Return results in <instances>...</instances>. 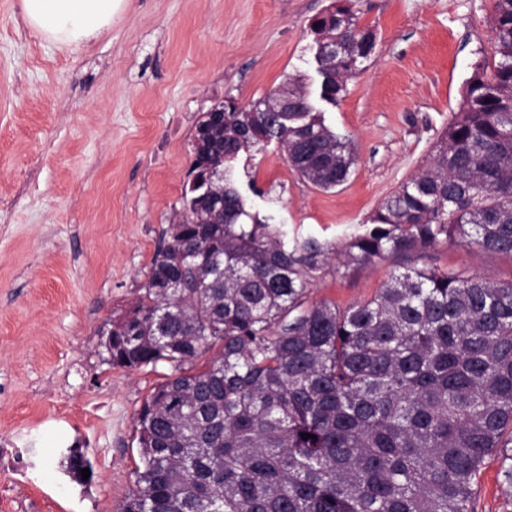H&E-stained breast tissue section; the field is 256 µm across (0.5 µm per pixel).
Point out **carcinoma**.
<instances>
[{
    "instance_id": "1",
    "label": "carcinoma",
    "mask_w": 512,
    "mask_h": 512,
    "mask_svg": "<svg viewBox=\"0 0 512 512\" xmlns=\"http://www.w3.org/2000/svg\"><path fill=\"white\" fill-rule=\"evenodd\" d=\"M481 65L427 166L341 249L248 209L235 164L275 142L323 190L355 159L300 78L296 111L229 97L192 135L187 187L147 280L112 319V365L166 366L136 417L120 512H473L497 455L512 483V280L406 265L366 300L311 301L330 261L409 258L443 242L512 256V0H493ZM318 97L336 104L376 42L347 9ZM311 438L305 440L301 434Z\"/></svg>"
}]
</instances>
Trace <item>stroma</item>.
Segmentation results:
<instances>
[{
	"label": "stroma",
	"mask_w": 512,
	"mask_h": 512,
	"mask_svg": "<svg viewBox=\"0 0 512 512\" xmlns=\"http://www.w3.org/2000/svg\"><path fill=\"white\" fill-rule=\"evenodd\" d=\"M344 2L377 52L337 104L315 101L355 155L325 191L271 143L240 175L252 210L289 234L343 244L426 163L492 58V0H126L87 46L53 45L0 0V512H118L134 487L136 414L165 367L112 366L113 313L144 285L182 206L203 112L242 107L292 76L316 91L313 19ZM440 267L512 280V257L446 242ZM391 259L326 269L312 300L371 298ZM90 460L82 482L62 464ZM473 512H512L499 457Z\"/></svg>",
	"instance_id": "obj_1"
}]
</instances>
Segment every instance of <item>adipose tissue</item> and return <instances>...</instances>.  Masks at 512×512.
<instances>
[{
    "label": "adipose tissue",
    "instance_id": "obj_1",
    "mask_svg": "<svg viewBox=\"0 0 512 512\" xmlns=\"http://www.w3.org/2000/svg\"><path fill=\"white\" fill-rule=\"evenodd\" d=\"M124 0H22L26 25L61 47H78L112 25Z\"/></svg>",
    "mask_w": 512,
    "mask_h": 512
}]
</instances>
